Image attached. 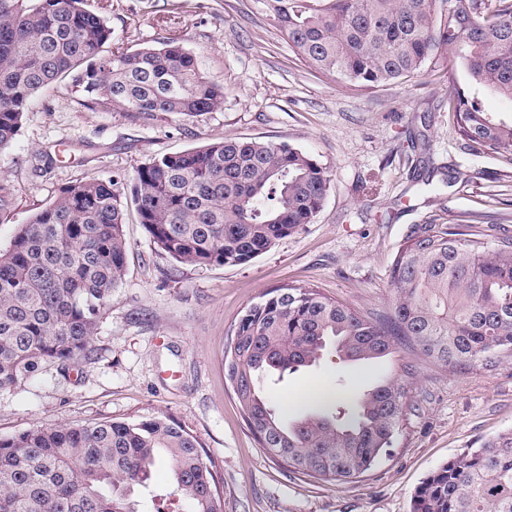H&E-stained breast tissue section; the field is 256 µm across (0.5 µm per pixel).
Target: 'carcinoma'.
<instances>
[{
    "label": "carcinoma",
    "instance_id": "obj_1",
    "mask_svg": "<svg viewBox=\"0 0 512 512\" xmlns=\"http://www.w3.org/2000/svg\"><path fill=\"white\" fill-rule=\"evenodd\" d=\"M309 69L351 87L405 83L447 56L468 89L448 80L457 133L512 162V119L482 92L512 101V0H258ZM85 0H0V148L39 91L75 75L94 108L143 121L194 117L224 106L174 37L116 47ZM331 174L286 143L221 138L154 157L134 176L73 182L0 251V391L90 353L101 315L122 283L124 200L153 243L175 261L244 264L311 224ZM393 302L370 317L312 287H282L249 306L224 350L235 397L261 447L288 467L347 483L389 454L414 385L412 364L353 398L342 384L317 408L283 418L261 389L329 351L348 361L386 356L405 341L448 368L512 354V237L490 245L462 224L413 228L390 270ZM171 465L170 498L191 512H222L202 445L164 416L35 426L0 438V512H136L135 489L158 460ZM414 512H512V429L469 448L416 489Z\"/></svg>",
    "mask_w": 512,
    "mask_h": 512
}]
</instances>
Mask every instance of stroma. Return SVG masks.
Instances as JSON below:
<instances>
[{"label": "stroma", "instance_id": "35a3bbf8", "mask_svg": "<svg viewBox=\"0 0 512 512\" xmlns=\"http://www.w3.org/2000/svg\"><path fill=\"white\" fill-rule=\"evenodd\" d=\"M113 43L179 38L200 71L224 86V106L173 121L97 112L82 85L40 91L0 150V250L66 185L132 177L148 159L224 137L285 142L332 175L321 212L298 233L241 265L174 262L137 219L125 225L126 275L88 358L0 391V437L39 425L164 415L201 442L223 512H412L415 490L465 449L512 429V355L454 369L407 348L375 365L325 355L264 381L288 419L314 410L309 392L345 379L357 394L416 365L412 408L389 455L351 482L287 470L246 426L224 374V349L247 307L286 285H307L370 314L393 300L390 269L415 224H468L486 242L512 235V162L466 148L446 104L448 72L348 87L312 72L256 0H86Z\"/></svg>", "mask_w": 512, "mask_h": 512}]
</instances>
